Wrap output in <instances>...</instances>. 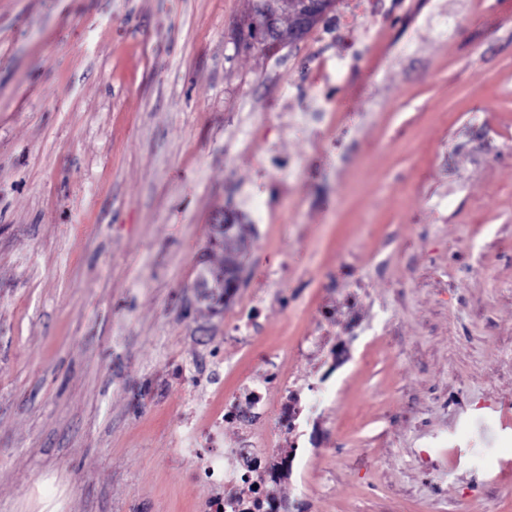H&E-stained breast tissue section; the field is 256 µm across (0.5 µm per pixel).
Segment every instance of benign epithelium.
I'll use <instances>...</instances> for the list:
<instances>
[{"mask_svg":"<svg viewBox=\"0 0 512 512\" xmlns=\"http://www.w3.org/2000/svg\"><path fill=\"white\" fill-rule=\"evenodd\" d=\"M333 0H259V10L252 18L258 31L255 47L261 52L279 48L277 21L284 12L292 13L295 20L294 35L305 36L331 9Z\"/></svg>","mask_w":512,"mask_h":512,"instance_id":"obj_1","label":"benign epithelium"}]
</instances>
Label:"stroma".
Instances as JSON below:
<instances>
[{
    "instance_id": "stroma-1",
    "label": "stroma",
    "mask_w": 512,
    "mask_h": 512,
    "mask_svg": "<svg viewBox=\"0 0 512 512\" xmlns=\"http://www.w3.org/2000/svg\"><path fill=\"white\" fill-rule=\"evenodd\" d=\"M252 10L0 0V512H200L178 434L275 352L268 404L298 390L314 439L263 429L298 461L282 512H512V0H336L272 55ZM372 22L394 38L371 56ZM318 46L341 81L299 79ZM315 97L333 119L284 132ZM220 220L241 279L201 299ZM268 163V166L265 164ZM264 164L268 170L272 172V177L277 180L280 176L298 175L301 170V162L298 159L284 158L281 156H273L264 160ZM258 316V309L256 306L245 307L239 313L233 325V331L237 334L234 336H246L239 337V340L244 341L247 336L255 334L259 326L255 324Z\"/></svg>"
}]
</instances>
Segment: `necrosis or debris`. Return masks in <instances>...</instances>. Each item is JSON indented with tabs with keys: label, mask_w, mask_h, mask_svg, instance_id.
Here are the masks:
<instances>
[{
	"label": "necrosis or debris",
	"mask_w": 512,
	"mask_h": 512,
	"mask_svg": "<svg viewBox=\"0 0 512 512\" xmlns=\"http://www.w3.org/2000/svg\"><path fill=\"white\" fill-rule=\"evenodd\" d=\"M268 370L260 380L244 381L238 392L226 400L204 432L190 431L181 450L182 455L199 460L207 483L219 485L210 494L203 512H276L277 500L272 490L294 460L265 449L260 426L273 418L275 426L296 432L303 408L299 394L284 392L276 412L267 407V387L279 376V357L271 355ZM232 428L236 439L224 445L225 428Z\"/></svg>",
	"instance_id": "obj_1"
}]
</instances>
